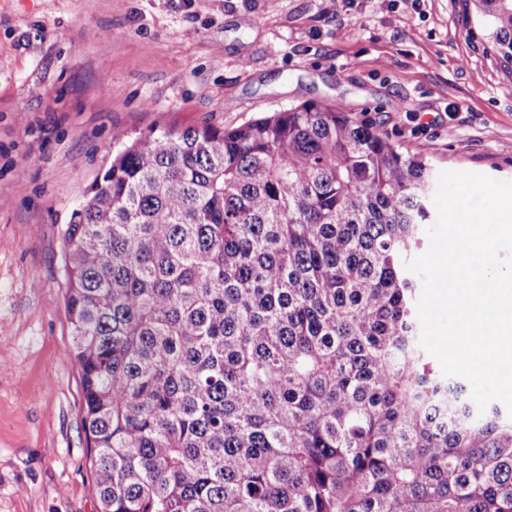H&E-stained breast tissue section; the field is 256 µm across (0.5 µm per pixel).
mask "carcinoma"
I'll return each instance as SVG.
<instances>
[{"instance_id":"1","label":"carcinoma","mask_w":512,"mask_h":512,"mask_svg":"<svg viewBox=\"0 0 512 512\" xmlns=\"http://www.w3.org/2000/svg\"><path fill=\"white\" fill-rule=\"evenodd\" d=\"M433 191L337 100L122 144L64 232L100 512H512V417L419 345Z\"/></svg>"}]
</instances>
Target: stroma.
<instances>
[{"label":"stroma","instance_id":"35a3bbf8","mask_svg":"<svg viewBox=\"0 0 512 512\" xmlns=\"http://www.w3.org/2000/svg\"><path fill=\"white\" fill-rule=\"evenodd\" d=\"M311 100L512 180V76L470 0H0V512L99 510L63 231L121 141Z\"/></svg>","mask_w":512,"mask_h":512}]
</instances>
